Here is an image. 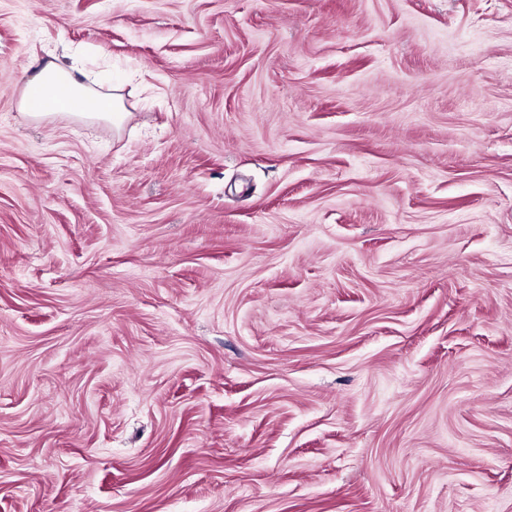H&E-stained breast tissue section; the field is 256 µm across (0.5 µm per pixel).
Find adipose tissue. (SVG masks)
<instances>
[{"label": "adipose tissue", "instance_id": "adipose-tissue-1", "mask_svg": "<svg viewBox=\"0 0 512 512\" xmlns=\"http://www.w3.org/2000/svg\"><path fill=\"white\" fill-rule=\"evenodd\" d=\"M18 107L34 121L63 111L81 119L101 120L117 127L126 117L120 96L100 93L81 82L74 68L56 59L26 80Z\"/></svg>", "mask_w": 512, "mask_h": 512}]
</instances>
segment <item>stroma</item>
Returning a JSON list of instances; mask_svg holds the SVG:
<instances>
[{
  "label": "stroma",
  "mask_w": 512,
  "mask_h": 512,
  "mask_svg": "<svg viewBox=\"0 0 512 512\" xmlns=\"http://www.w3.org/2000/svg\"><path fill=\"white\" fill-rule=\"evenodd\" d=\"M0 512H512V0H0ZM24 83L18 107L29 119L40 121L53 112H69L81 119L101 120L119 127L127 116L121 97L102 94L81 82L74 68L55 56Z\"/></svg>",
  "instance_id": "stroma-1"
}]
</instances>
